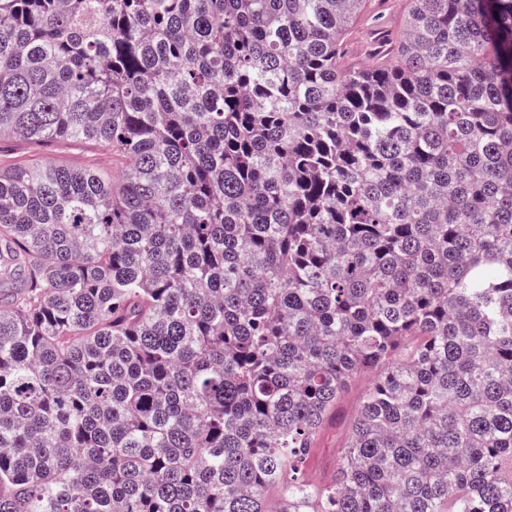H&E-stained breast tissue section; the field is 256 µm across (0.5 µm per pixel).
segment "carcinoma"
Segmentation results:
<instances>
[{
    "label": "carcinoma",
    "instance_id": "obj_1",
    "mask_svg": "<svg viewBox=\"0 0 512 512\" xmlns=\"http://www.w3.org/2000/svg\"><path fill=\"white\" fill-rule=\"evenodd\" d=\"M364 3L0 0V512H512V0ZM407 9L406 0H367L344 36L343 66L365 67L374 62L394 59L390 41L388 37L384 41L383 35H396ZM41 162L103 169L112 171V174L123 168L119 157L102 144L80 140L37 143L7 134L0 136V168ZM375 371L361 372L341 394L314 441L305 473L310 482L328 481L336 471V459L348 444L353 421L363 395L375 379Z\"/></svg>",
    "mask_w": 512,
    "mask_h": 512
}]
</instances>
